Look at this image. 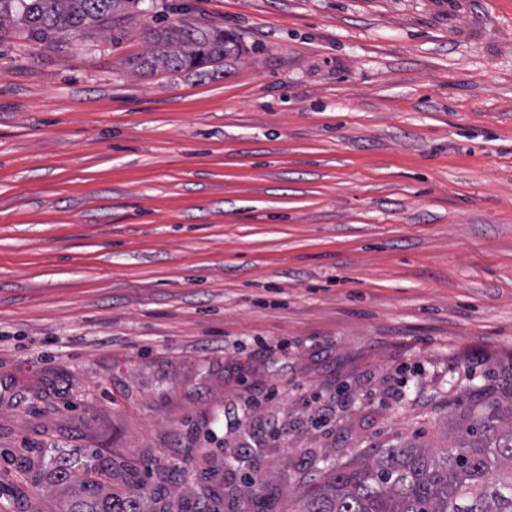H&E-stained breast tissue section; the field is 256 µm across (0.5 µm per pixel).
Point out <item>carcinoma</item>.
Listing matches in <instances>:
<instances>
[{"label":"carcinoma","mask_w":512,"mask_h":512,"mask_svg":"<svg viewBox=\"0 0 512 512\" xmlns=\"http://www.w3.org/2000/svg\"><path fill=\"white\" fill-rule=\"evenodd\" d=\"M140 0H0V37L13 28L48 43L71 34L112 29L139 8ZM149 53L136 69L199 71L238 57V37L217 27L160 24L147 29ZM453 443L434 452L415 442L372 448L346 468H330L297 498L295 512H512V392L481 394ZM48 478L74 485L65 512H145L144 497L168 493L160 483L148 490L135 479L109 488L108 466L78 479L65 454L50 458ZM181 512H224L210 488L196 497L181 494Z\"/></svg>","instance_id":"1"}]
</instances>
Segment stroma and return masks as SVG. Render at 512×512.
<instances>
[{
    "mask_svg": "<svg viewBox=\"0 0 512 512\" xmlns=\"http://www.w3.org/2000/svg\"><path fill=\"white\" fill-rule=\"evenodd\" d=\"M140 7L0 37V512H63L59 450L293 512L318 470L446 446L512 386V0ZM160 18L248 51L137 72Z\"/></svg>",
    "mask_w": 512,
    "mask_h": 512,
    "instance_id": "obj_1",
    "label": "stroma"
}]
</instances>
